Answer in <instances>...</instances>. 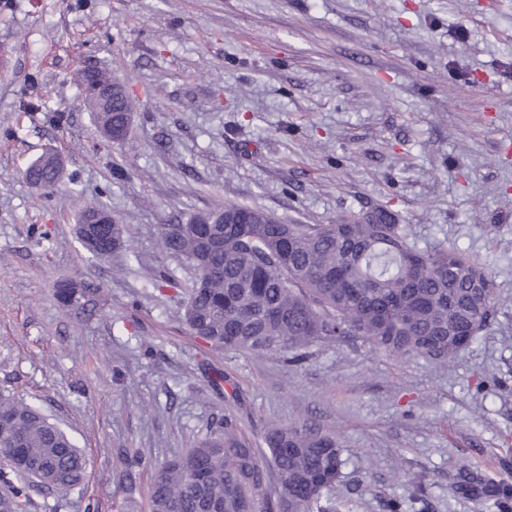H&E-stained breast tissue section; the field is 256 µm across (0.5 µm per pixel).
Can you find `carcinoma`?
<instances>
[{
  "instance_id": "cac0c4a2",
  "label": "carcinoma",
  "mask_w": 512,
  "mask_h": 512,
  "mask_svg": "<svg viewBox=\"0 0 512 512\" xmlns=\"http://www.w3.org/2000/svg\"><path fill=\"white\" fill-rule=\"evenodd\" d=\"M104 71L85 70L86 89L107 83ZM97 128L119 131L122 144L134 99L88 106ZM30 184L57 183L48 165H29ZM104 207L83 203L76 234L95 258L127 249L125 225L114 217L89 224ZM162 248L184 260V323L216 350L276 353L297 364L312 344L358 338L388 355L415 356L448 369L483 332L500 305L492 274L458 250L418 247L408 227L376 207L334 224H281L270 215L228 204L160 226ZM104 293L94 281L61 279L59 304L91 317ZM270 457L254 446L233 414L197 445L154 473L147 512H351L338 494L344 448L312 425L271 424L264 434ZM0 512H27L31 485L79 490L87 458L71 437L36 406L0 392ZM459 489L483 498L490 512H512V488L486 484L468 461L458 463Z\"/></svg>"
}]
</instances>
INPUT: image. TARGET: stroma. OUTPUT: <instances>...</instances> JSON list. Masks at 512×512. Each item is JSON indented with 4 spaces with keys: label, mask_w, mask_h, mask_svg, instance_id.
I'll use <instances>...</instances> for the list:
<instances>
[{
    "label": "stroma",
    "mask_w": 512,
    "mask_h": 512,
    "mask_svg": "<svg viewBox=\"0 0 512 512\" xmlns=\"http://www.w3.org/2000/svg\"><path fill=\"white\" fill-rule=\"evenodd\" d=\"M0 52V391L88 460L82 493L31 488L36 512H118L128 448V512H145L160 464L228 409L257 440L271 422L335 435L352 512H388L417 474L424 512H486L457 486L462 459L512 485V0H6ZM91 67L137 100L124 144L92 122ZM49 151L64 175L38 192L22 172ZM83 200L127 225L128 251L82 248ZM227 203L286 224L388 208L418 247L486 265L501 308L445 371L358 339L291 366L212 350L149 276L188 281L159 228ZM64 278L100 281L101 310L62 309Z\"/></svg>",
    "instance_id": "35a3bbf8"
}]
</instances>
